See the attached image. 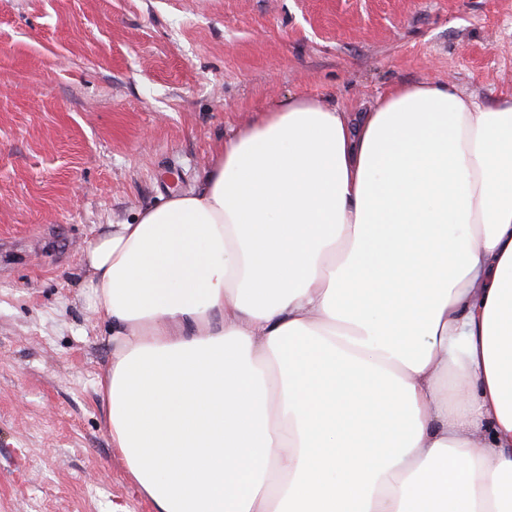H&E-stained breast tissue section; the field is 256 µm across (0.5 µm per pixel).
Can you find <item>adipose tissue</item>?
<instances>
[{
	"label": "adipose tissue",
	"mask_w": 512,
	"mask_h": 512,
	"mask_svg": "<svg viewBox=\"0 0 512 512\" xmlns=\"http://www.w3.org/2000/svg\"><path fill=\"white\" fill-rule=\"evenodd\" d=\"M83 263L155 512H512V92L276 100Z\"/></svg>",
	"instance_id": "1"
}]
</instances>
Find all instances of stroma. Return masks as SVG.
Masks as SVG:
<instances>
[{
	"label": "stroma",
	"mask_w": 512,
	"mask_h": 512,
	"mask_svg": "<svg viewBox=\"0 0 512 512\" xmlns=\"http://www.w3.org/2000/svg\"><path fill=\"white\" fill-rule=\"evenodd\" d=\"M512 89V0H0V512H152L103 423L83 253L274 100Z\"/></svg>",
	"instance_id": "obj_1"
}]
</instances>
